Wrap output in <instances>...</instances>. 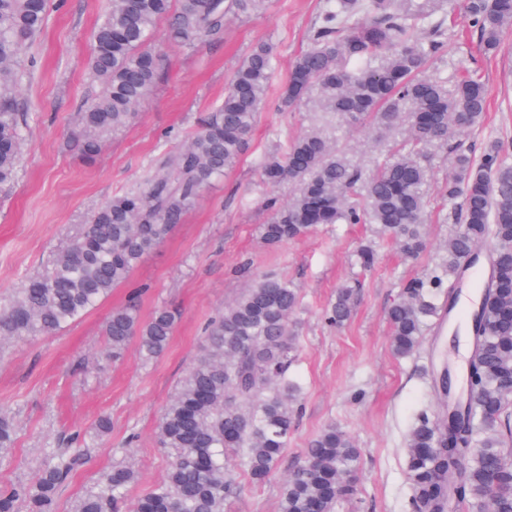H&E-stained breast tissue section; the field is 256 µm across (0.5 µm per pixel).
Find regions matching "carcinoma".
<instances>
[{"instance_id": "cac0c4a2", "label": "carcinoma", "mask_w": 512, "mask_h": 512, "mask_svg": "<svg viewBox=\"0 0 512 512\" xmlns=\"http://www.w3.org/2000/svg\"><path fill=\"white\" fill-rule=\"evenodd\" d=\"M50 0H0V186L14 183L25 140L19 102V56L44 28ZM267 0H112L96 25L87 57L98 92L81 116L79 144L96 159L102 143L125 128L154 89L160 56L151 42L167 20V39L190 45L219 33L230 14H263ZM465 20L484 53L498 54L512 31V0H466ZM447 48L445 8L438 0H324L309 47L276 82L268 42L253 45L235 67L224 99L206 113L189 143L143 186L112 196L39 274L0 304V338L59 333L127 284L143 257L159 246L193 206L201 190L237 166L273 86L288 110L316 96L315 107L334 122L396 128L403 137L371 175L311 128L285 152L265 155L258 174L270 189L288 182L298 193L266 201L270 220L262 239L280 244L321 224H373L409 256L427 246L428 153L449 147L450 175L439 195L459 204L460 222L430 277L403 287L387 312L398 357L418 348L440 309L454 308L448 286L470 266L472 253L491 252L492 273L473 312L470 365L474 382L440 415L420 412L407 441L406 470L414 512H447L456 497L471 512H512V468L502 464L512 439V147L497 139L472 150L448 141L480 126L486 87L475 75L456 81L429 71ZM356 289L340 288L325 321L351 317ZM300 302L288 279L258 273L251 288L207 324L200 351L156 426L171 450L164 478L139 497L131 464L103 474L73 512H224L241 491L239 476L264 482L283 456L298 423L300 389L289 379L297 350L290 316ZM178 313L159 308L140 317L135 299L112 309L103 326L112 358L138 339L146 361L168 347ZM17 438L14 418L0 409V457ZM35 478L0 488V512H57L59 492L81 460L70 447L51 448ZM358 452L353 438L329 425L313 437L304 464L283 483L278 512H336L355 491Z\"/></svg>"}]
</instances>
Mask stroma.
I'll list each match as a JSON object with an SVG mask.
<instances>
[{
    "label": "stroma",
    "instance_id": "obj_1",
    "mask_svg": "<svg viewBox=\"0 0 512 512\" xmlns=\"http://www.w3.org/2000/svg\"><path fill=\"white\" fill-rule=\"evenodd\" d=\"M322 0H270L264 14L227 17L220 36L192 46L169 43L164 27L152 41L161 53L154 91L136 117L103 145L87 164L77 133L84 105L96 92L87 67L90 35L106 13L108 0H54L41 35L23 52L21 97L27 112L15 182L0 189V301L8 300L29 276L40 272L90 215L113 195L143 183L166 155L178 151L200 119L224 97L239 58L254 44L274 45L279 77L309 42ZM448 16V52L437 69L448 79L463 71L479 76L487 89L485 119L464 138L474 152L486 139L512 144V33L498 55H485L473 29L461 18L463 0ZM310 105L286 111L276 95L262 108L247 153L239 165L199 196L167 239L149 252L128 286L60 333L0 344V409L16 420L14 448L0 461V484L27 482L42 466L61 434L91 429L108 416L111 431L92 442L88 461L59 498V512L94 489L99 475L118 463H132L140 479L137 497L161 481L169 461L158 446L159 415L195 359L203 330L225 304L243 293L254 273L294 281L301 303L291 317L299 347L290 375L301 386V419L278 467L259 485L245 483L230 502L232 512H278L281 484L304 460L305 448L320 430L336 425L358 448L355 493L339 512H412L406 475V435L419 410L436 412L432 374L439 365L464 364L472 351L466 329L444 325L425 329L409 356L394 355L386 314L404 284L435 268L457 217L432 198L426 226L428 248L411 257L365 224H327L311 234L271 246L260 224L270 213L272 193L257 163L284 151L311 128ZM401 131L350 128L338 132V146L354 163L371 170ZM295 184L276 193L286 201ZM370 243L375 266L361 270L354 252ZM358 284L351 319L328 327L322 313L337 289ZM136 296L141 318L160 307L178 310L167 350L144 362L137 342L112 361L103 324L113 308Z\"/></svg>",
    "mask_w": 512,
    "mask_h": 512
}]
</instances>
